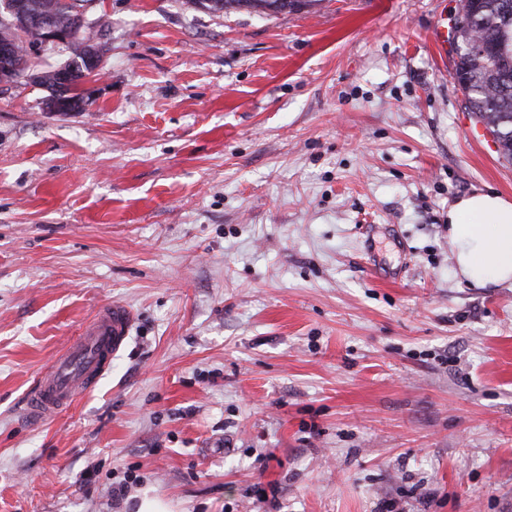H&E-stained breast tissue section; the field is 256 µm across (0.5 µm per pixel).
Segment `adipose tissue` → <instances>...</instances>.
Here are the masks:
<instances>
[{
    "mask_svg": "<svg viewBox=\"0 0 512 512\" xmlns=\"http://www.w3.org/2000/svg\"><path fill=\"white\" fill-rule=\"evenodd\" d=\"M448 238L457 274L467 283L512 288V201L477 190L448 209Z\"/></svg>",
    "mask_w": 512,
    "mask_h": 512,
    "instance_id": "obj_1",
    "label": "adipose tissue"
}]
</instances>
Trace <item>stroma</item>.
Instances as JSON below:
<instances>
[{
  "mask_svg": "<svg viewBox=\"0 0 512 512\" xmlns=\"http://www.w3.org/2000/svg\"><path fill=\"white\" fill-rule=\"evenodd\" d=\"M454 5L99 0L84 111L0 84V512H512V288L448 238L512 163L433 44ZM113 303L110 370L29 423ZM320 0H187L190 8H201L213 13H231L245 10L258 14L274 15L301 11L318 4ZM129 326L130 313L123 305L102 307L39 374L25 397L27 418L34 422L52 419L77 394L92 389L123 346Z\"/></svg>",
  "mask_w": 512,
  "mask_h": 512,
  "instance_id": "1",
  "label": "stroma"
}]
</instances>
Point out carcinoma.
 <instances>
[{
    "label": "carcinoma",
    "mask_w": 512,
    "mask_h": 512,
    "mask_svg": "<svg viewBox=\"0 0 512 512\" xmlns=\"http://www.w3.org/2000/svg\"><path fill=\"white\" fill-rule=\"evenodd\" d=\"M89 0H30L32 10L49 14L56 24L68 28L83 13ZM320 0H185L190 8L213 13L245 10L274 15L301 11ZM456 20L464 40L462 51L454 60V78L460 86L479 122L492 135L498 152L512 161V0H456ZM40 45L39 33L27 31V38L17 44V55L9 62L7 82L24 75L29 68V51ZM89 44L78 36L71 42L73 57L67 67L74 68L71 85H58V70H48L34 76L39 85L50 90L43 100V111H52L56 99L72 98L77 85L85 77L83 54Z\"/></svg>",
    "instance_id": "cac0c4a2"
}]
</instances>
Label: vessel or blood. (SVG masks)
Instances as JSON below:
<instances>
[{"instance_id": "obj_1", "label": "vessel or blood", "mask_w": 512, "mask_h": 512, "mask_svg": "<svg viewBox=\"0 0 512 512\" xmlns=\"http://www.w3.org/2000/svg\"><path fill=\"white\" fill-rule=\"evenodd\" d=\"M129 326L130 313L123 305L102 307L39 374L25 397L27 418L34 422L52 419L77 394L92 389L121 349Z\"/></svg>"}]
</instances>
